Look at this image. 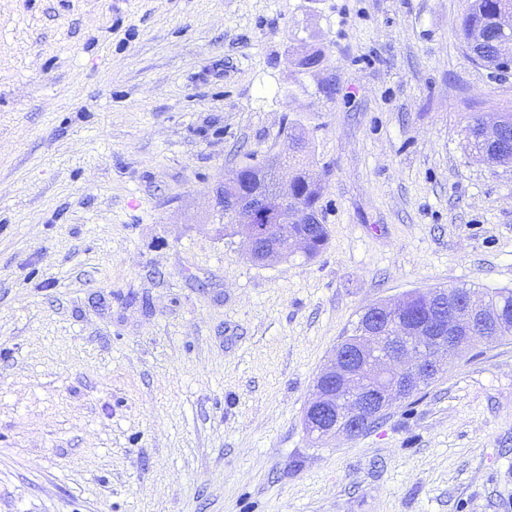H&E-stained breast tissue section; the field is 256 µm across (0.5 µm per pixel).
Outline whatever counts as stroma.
Returning <instances> with one entry per match:
<instances>
[{"label": "stroma", "instance_id": "35a3bbf8", "mask_svg": "<svg viewBox=\"0 0 512 512\" xmlns=\"http://www.w3.org/2000/svg\"><path fill=\"white\" fill-rule=\"evenodd\" d=\"M466 6L0 0V512H512V337L304 426L370 305L512 289V168L463 150L512 77ZM296 123L328 242L256 264L218 191Z\"/></svg>", "mask_w": 512, "mask_h": 512}]
</instances>
